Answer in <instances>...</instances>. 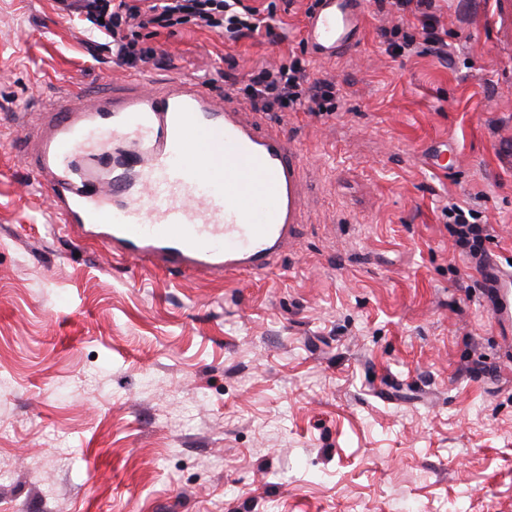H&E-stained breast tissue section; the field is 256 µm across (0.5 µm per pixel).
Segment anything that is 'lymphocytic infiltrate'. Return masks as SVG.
<instances>
[{"label":"lymphocytic infiltrate","mask_w":512,"mask_h":512,"mask_svg":"<svg viewBox=\"0 0 512 512\" xmlns=\"http://www.w3.org/2000/svg\"><path fill=\"white\" fill-rule=\"evenodd\" d=\"M59 11L68 17H84L94 33L105 37L112 54L127 67L137 68L153 59L152 49L140 47L130 33L153 26L171 29L189 24L237 42L269 28V18L277 5L270 0L266 9L246 5L244 0H55ZM379 8L403 13L418 10L420 34L413 35L395 25L383 29L389 51L404 54H432L447 59L448 44L438 28L433 0H377ZM243 92L249 102L265 112H285L297 108L321 113L336 109V84L326 79L308 80L300 60L279 67H261L251 72ZM448 230L456 245L475 264L487 271L489 256L484 243L491 238V227L479 223L476 210L452 203L443 210Z\"/></svg>","instance_id":"obj_1"}]
</instances>
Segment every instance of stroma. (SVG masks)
<instances>
[{
  "label": "stroma",
  "mask_w": 512,
  "mask_h": 512,
  "mask_svg": "<svg viewBox=\"0 0 512 512\" xmlns=\"http://www.w3.org/2000/svg\"><path fill=\"white\" fill-rule=\"evenodd\" d=\"M271 1L270 36L137 31L169 61L144 71L219 94L292 55L340 90L276 115L306 160L292 245L220 281L53 223L20 113L135 73L55 0H0V512H512V324L442 214L474 205L512 269V37L492 0H436L449 61L395 56L366 0L360 52L318 61L311 0Z\"/></svg>",
  "instance_id": "35a3bbf8"
}]
</instances>
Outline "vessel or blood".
<instances>
[{"label":"vessel or blood","instance_id":"b4317fda","mask_svg":"<svg viewBox=\"0 0 512 512\" xmlns=\"http://www.w3.org/2000/svg\"><path fill=\"white\" fill-rule=\"evenodd\" d=\"M365 0H315L303 39L320 61L354 52ZM55 223L79 243L212 279L269 272L305 211L304 163L284 127L192 75L58 97L24 123Z\"/></svg>","mask_w":512,"mask_h":512}]
</instances>
